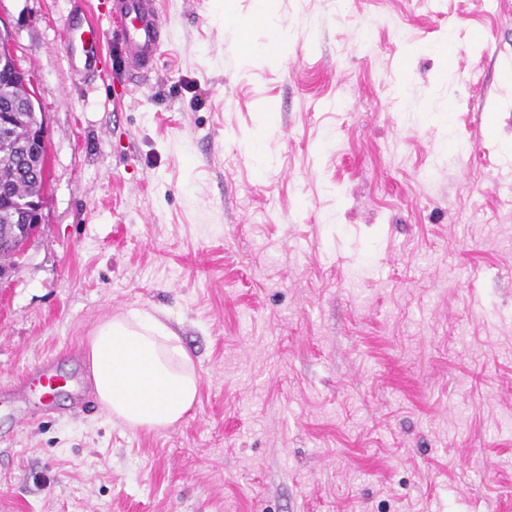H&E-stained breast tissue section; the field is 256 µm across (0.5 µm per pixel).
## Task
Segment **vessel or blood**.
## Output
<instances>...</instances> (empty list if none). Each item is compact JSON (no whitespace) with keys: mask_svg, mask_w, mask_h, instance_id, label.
Here are the masks:
<instances>
[{"mask_svg":"<svg viewBox=\"0 0 512 512\" xmlns=\"http://www.w3.org/2000/svg\"><path fill=\"white\" fill-rule=\"evenodd\" d=\"M163 21L156 0H114L107 18L96 17L94 11L75 5L68 11L62 32V52L67 69L89 79L103 70L104 42L118 44L126 60L137 70L153 65L159 48ZM70 387L76 404L85 401V382H75L61 375L54 359L44 360L37 368L26 371L13 390L15 396L39 395L41 404L51 402L54 392Z\"/></svg>","mask_w":512,"mask_h":512,"instance_id":"1","label":"vessel or blood"}]
</instances>
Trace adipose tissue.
Segmentation results:
<instances>
[{
	"label": "adipose tissue",
	"instance_id": "obj_1",
	"mask_svg": "<svg viewBox=\"0 0 512 512\" xmlns=\"http://www.w3.org/2000/svg\"><path fill=\"white\" fill-rule=\"evenodd\" d=\"M87 359L99 403L128 428L171 427L198 399V375L179 336L147 312L131 309L101 321Z\"/></svg>",
	"mask_w": 512,
	"mask_h": 512
}]
</instances>
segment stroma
<instances>
[{"instance_id": "stroma-1", "label": "stroma", "mask_w": 512, "mask_h": 512, "mask_svg": "<svg viewBox=\"0 0 512 512\" xmlns=\"http://www.w3.org/2000/svg\"><path fill=\"white\" fill-rule=\"evenodd\" d=\"M93 83L72 0H0L47 126L0 284V512H512V0H160ZM290 33L288 56L268 52ZM137 308L196 404L163 430L9 391ZM104 28L94 11L82 4L67 12L62 32V52L67 69L85 79L102 71V45L113 41L123 51L134 70L153 65L159 48L163 21L155 0H113ZM220 3H222V12L220 13V18L222 19V21L224 23H232L234 25H236L241 31L242 33L244 32H247L251 27L252 25L254 24V22L256 21V19L264 14L267 13L270 5L275 2L273 0H259V1H256V3L258 4V7H257V14L252 17V18H238L236 16H234L233 14H230V13H227L226 10H224V4H227V2L229 1H219Z\"/></svg>"}]
</instances>
